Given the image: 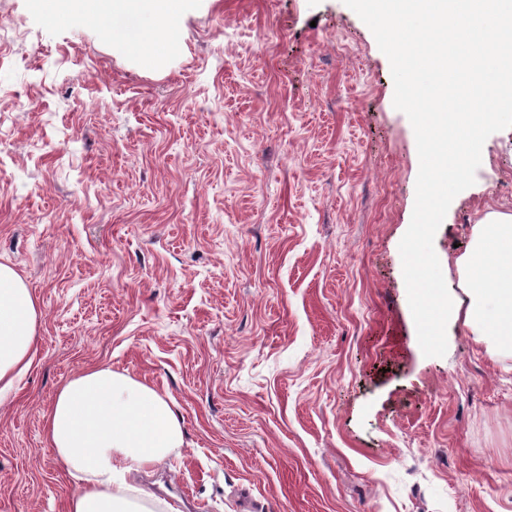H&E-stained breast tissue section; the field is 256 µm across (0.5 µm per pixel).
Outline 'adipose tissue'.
<instances>
[{"label":"adipose tissue","mask_w":512,"mask_h":512,"mask_svg":"<svg viewBox=\"0 0 512 512\" xmlns=\"http://www.w3.org/2000/svg\"><path fill=\"white\" fill-rule=\"evenodd\" d=\"M53 2L63 24L106 27L129 19L163 38L183 12L182 0ZM41 316L21 275L0 263V393L29 369ZM44 426L49 447L80 482L67 512H174L127 480L184 446L183 424L167 396L111 368H92L63 385Z\"/></svg>","instance_id":"ef3b65f1"}]
</instances>
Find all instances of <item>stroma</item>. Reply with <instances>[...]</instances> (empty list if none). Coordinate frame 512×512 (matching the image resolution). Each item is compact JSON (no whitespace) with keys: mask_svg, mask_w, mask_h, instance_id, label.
<instances>
[{"mask_svg":"<svg viewBox=\"0 0 512 512\" xmlns=\"http://www.w3.org/2000/svg\"><path fill=\"white\" fill-rule=\"evenodd\" d=\"M0 28V262L42 312L0 402V512H66L44 416L97 366L171 398L185 445L131 481L175 512H512V355L459 319L421 351L415 135L344 0H191L154 59L32 0ZM491 212L512 128L436 232L450 293Z\"/></svg>","mask_w":512,"mask_h":512,"instance_id":"stroma-1","label":"stroma"}]
</instances>
